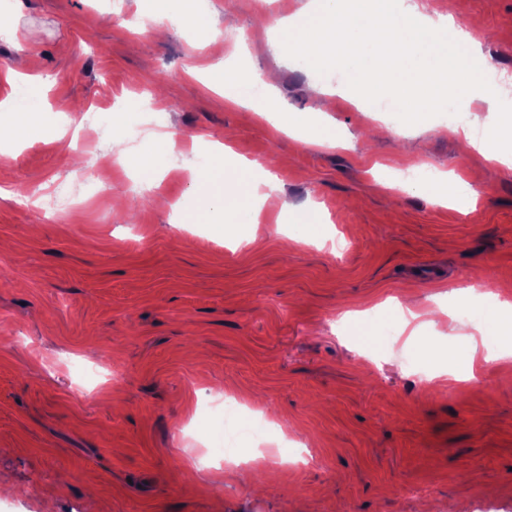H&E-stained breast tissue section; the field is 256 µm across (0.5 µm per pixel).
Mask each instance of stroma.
Instances as JSON below:
<instances>
[{
	"instance_id": "35a3bbf8",
	"label": "stroma",
	"mask_w": 512,
	"mask_h": 512,
	"mask_svg": "<svg viewBox=\"0 0 512 512\" xmlns=\"http://www.w3.org/2000/svg\"><path fill=\"white\" fill-rule=\"evenodd\" d=\"M187 2L223 38L194 48L175 25L162 40L141 32L153 0H0L16 30L0 37V101L23 91L14 60L36 53L47 120L65 132L30 140L0 124V512H512V357L478 366L475 385L428 382L421 372L484 354L474 321L415 331L380 311L369 338L342 320L386 301L421 312L476 281L512 300V168L428 126L370 138L374 118L324 100L270 50L245 67L277 74L275 105L322 106L348 145L286 135L204 70L239 35L269 43L310 0ZM415 2L451 12L512 79V0ZM159 88L172 164L196 160L195 140L228 138L277 174L249 245L230 247L235 225L192 223L184 176L151 192L116 163L112 140L135 122L120 104ZM429 163L468 175L477 206L379 183ZM285 200L320 210L329 243L286 237ZM223 393L273 421L240 455L264 443L292 463L211 455L204 426Z\"/></svg>"
}]
</instances>
